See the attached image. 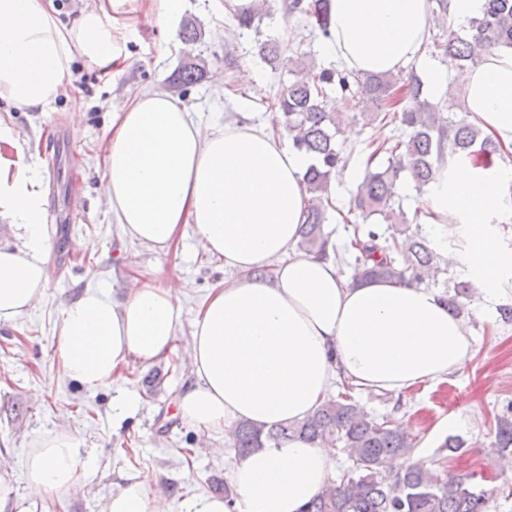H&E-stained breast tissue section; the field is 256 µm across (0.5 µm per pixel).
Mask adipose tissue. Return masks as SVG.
<instances>
[{
  "label": "adipose tissue",
  "instance_id": "1",
  "mask_svg": "<svg viewBox=\"0 0 512 512\" xmlns=\"http://www.w3.org/2000/svg\"><path fill=\"white\" fill-rule=\"evenodd\" d=\"M125 0L81 12L72 25L54 0H0V98L48 108L71 65L101 69L119 59L116 14ZM325 52L354 73L395 72L418 59L431 27V0H330ZM463 101L483 134L502 148L496 166L446 156L423 197L435 251L463 240L460 257L483 299L512 288V251L492 221L512 219V50L484 51L460 74ZM312 159L249 121L202 132L188 108L143 91L112 112L103 193L133 241L170 250L191 227L197 243L238 278L212 289L194 315L170 281H143L122 301L90 288L61 311L55 352L63 374L88 389L112 385L132 361L152 364L190 326L184 352L195 379L176 412L199 432L231 433L247 421L264 429L304 419L334 383L400 393L441 381L473 357L463 319L436 289L373 280L352 285L336 263L291 255L306 216L302 177ZM39 173L0 155V213L21 244L0 247V322L36 307L49 285L51 244ZM272 268V279L255 270ZM336 450L301 439L233 456L231 500L202 494L174 507L140 481L113 490L105 512H303L336 480ZM90 458L74 436L49 433L28 456L32 497L70 494Z\"/></svg>",
  "mask_w": 512,
  "mask_h": 512
}]
</instances>
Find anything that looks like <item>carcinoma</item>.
<instances>
[{
  "label": "carcinoma",
  "instance_id": "cac0c4a2",
  "mask_svg": "<svg viewBox=\"0 0 512 512\" xmlns=\"http://www.w3.org/2000/svg\"><path fill=\"white\" fill-rule=\"evenodd\" d=\"M289 14H304L312 19L314 30L325 38L332 36L329 0H288ZM239 28L251 30L258 13L250 6L234 11ZM470 34L448 37L444 50L456 66L464 69L480 62L481 52L501 47L512 48V0H485L482 16L468 22ZM180 36L186 43L202 40L201 26L189 18L182 24ZM282 44L267 39L259 44L258 54L267 63L277 64ZM207 62L197 55L183 61L170 76V83L187 89L201 83ZM352 108L373 105L370 136L362 159L364 175L353 209L362 223L352 224V234L344 248H333L334 255L354 259L355 276L361 279L389 280L408 285L421 282V272L430 266L434 251L427 238L408 229L388 225L392 233L382 232L368 220L379 215L389 221L394 214L395 187L400 175L410 174L420 187L428 185L444 153L475 156L485 166L501 155L498 144L476 126L462 120L444 118L422 99L423 83L415 73L405 79L392 73L354 74L323 68L311 80L288 81L276 95L279 110L276 128L284 131L293 148L312 155L316 163L304 176L305 190L311 194L304 224L300 225L298 246L326 257L330 234L324 232L327 190L331 178L347 170L353 152L344 151L336 141L337 117L330 106L331 94ZM398 115L401 133L387 135L390 114ZM469 281L454 284L448 296V311L460 317L462 299L471 296ZM324 400L305 419L285 423L265 432L248 422L234 428V448L245 454L264 443L280 446L300 438L318 445H343L351 467L340 482L328 487L308 505L307 512H485L494 491L476 489L468 478H450L443 470L410 466L390 475L386 463L396 456L406 457L414 449L409 427L391 418L378 421L361 408L350 394V386ZM496 447H512V414L495 417Z\"/></svg>",
  "mask_w": 512,
  "mask_h": 512
}]
</instances>
